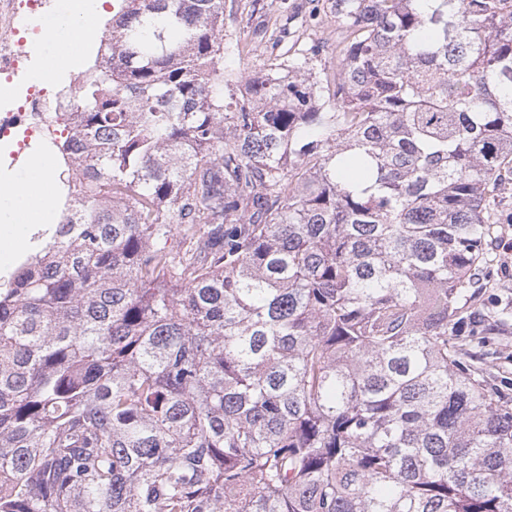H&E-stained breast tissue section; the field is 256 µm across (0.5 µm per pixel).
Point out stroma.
Listing matches in <instances>:
<instances>
[{
  "mask_svg": "<svg viewBox=\"0 0 512 512\" xmlns=\"http://www.w3.org/2000/svg\"><path fill=\"white\" fill-rule=\"evenodd\" d=\"M335 0H224V33L239 52L224 66L238 78L265 70L271 54L287 56L292 43L336 39ZM498 223L486 248V275L476 280L463 341L482 357L498 390L512 399V273L502 269V238H512V192L497 205Z\"/></svg>",
  "mask_w": 512,
  "mask_h": 512,
  "instance_id": "stroma-1",
  "label": "stroma"
}]
</instances>
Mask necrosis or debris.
Here are the masks:
<instances>
[{"label":"necrosis or debris","instance_id":"1","mask_svg":"<svg viewBox=\"0 0 512 512\" xmlns=\"http://www.w3.org/2000/svg\"><path fill=\"white\" fill-rule=\"evenodd\" d=\"M54 0H0V79L20 95L0 103V141L9 144L0 167L14 168L33 147H45L56 138V125L66 124L74 100L66 90L31 83L30 48L43 35L42 22L54 12Z\"/></svg>","mask_w":512,"mask_h":512}]
</instances>
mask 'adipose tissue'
Segmentation results:
<instances>
[{"label":"adipose tissue","mask_w":512,"mask_h":512,"mask_svg":"<svg viewBox=\"0 0 512 512\" xmlns=\"http://www.w3.org/2000/svg\"><path fill=\"white\" fill-rule=\"evenodd\" d=\"M93 12V0H70L66 12L48 21L54 63L79 58L82 47L96 34ZM52 207V172L38 159L12 188L0 190V262L23 248L27 229L48 222Z\"/></svg>","instance_id":"obj_1"}]
</instances>
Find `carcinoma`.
<instances>
[{
	"label": "carcinoma",
	"instance_id": "carcinoma-1",
	"mask_svg": "<svg viewBox=\"0 0 512 512\" xmlns=\"http://www.w3.org/2000/svg\"><path fill=\"white\" fill-rule=\"evenodd\" d=\"M336 27L332 67L232 84L224 0H112L58 222L0 283V512H512V400L456 341L512 0Z\"/></svg>",
	"mask_w": 512,
	"mask_h": 512
}]
</instances>
